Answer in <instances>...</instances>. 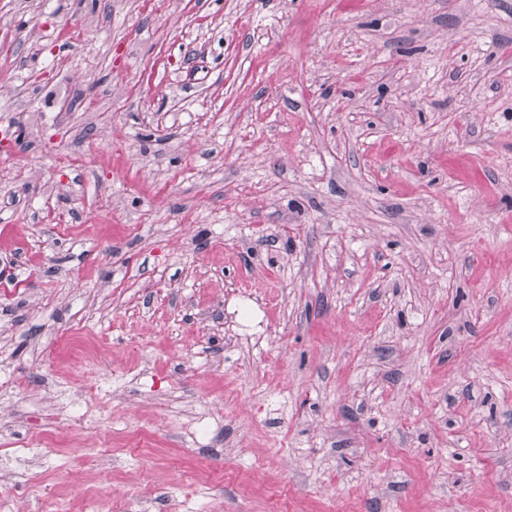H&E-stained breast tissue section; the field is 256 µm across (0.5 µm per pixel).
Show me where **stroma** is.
Returning <instances> with one entry per match:
<instances>
[{"instance_id": "obj_1", "label": "stroma", "mask_w": 512, "mask_h": 512, "mask_svg": "<svg viewBox=\"0 0 512 512\" xmlns=\"http://www.w3.org/2000/svg\"><path fill=\"white\" fill-rule=\"evenodd\" d=\"M1 129L34 512H512V0H0Z\"/></svg>"}]
</instances>
